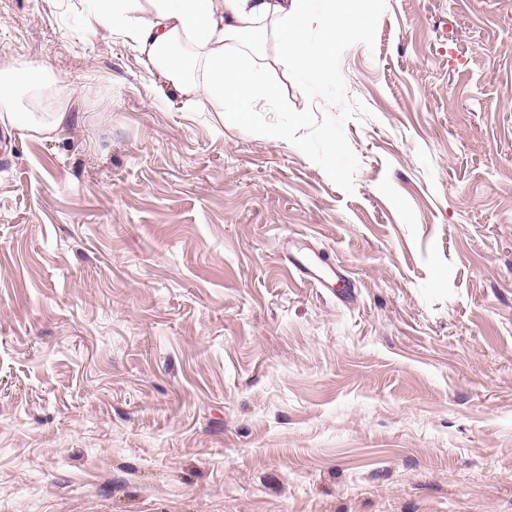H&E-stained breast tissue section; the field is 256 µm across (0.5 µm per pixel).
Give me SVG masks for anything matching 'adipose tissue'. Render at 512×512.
I'll use <instances>...</instances> for the list:
<instances>
[{"mask_svg":"<svg viewBox=\"0 0 512 512\" xmlns=\"http://www.w3.org/2000/svg\"><path fill=\"white\" fill-rule=\"evenodd\" d=\"M91 17L145 60L158 98L170 89L204 96L219 105L227 124L246 128L254 102L280 94L252 57L269 27H276L284 57L321 74L347 33L367 32L370 9L368 0H97ZM46 81L33 63L1 65L0 125L45 134L62 126L67 113L38 121L15 103L19 91L42 90Z\"/></svg>","mask_w":512,"mask_h":512,"instance_id":"obj_1","label":"adipose tissue"}]
</instances>
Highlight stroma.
Segmentation results:
<instances>
[{"instance_id":"35a3bbf8","label":"stroma","mask_w":512,"mask_h":512,"mask_svg":"<svg viewBox=\"0 0 512 512\" xmlns=\"http://www.w3.org/2000/svg\"><path fill=\"white\" fill-rule=\"evenodd\" d=\"M10 59L69 120L0 127V512H512V0L269 37L251 130L86 0H0Z\"/></svg>"}]
</instances>
